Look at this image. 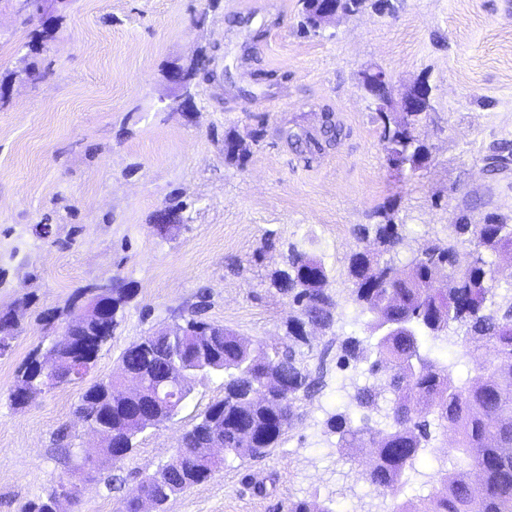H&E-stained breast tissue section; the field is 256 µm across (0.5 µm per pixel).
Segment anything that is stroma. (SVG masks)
I'll return each instance as SVG.
<instances>
[{
    "label": "stroma",
    "mask_w": 512,
    "mask_h": 512,
    "mask_svg": "<svg viewBox=\"0 0 512 512\" xmlns=\"http://www.w3.org/2000/svg\"><path fill=\"white\" fill-rule=\"evenodd\" d=\"M392 2V13L368 7L304 36L299 0H73L53 40L28 57L21 46L34 26L0 0V313L15 311L22 327L0 358V512H23L62 473L79 490L62 512H120L223 397L224 379H197L177 415L99 474L89 462L100 442L74 413L81 394L116 374L133 342L199 304L248 341L286 342L290 307L268 275L289 245L322 259L344 291L356 229L381 207L406 235L401 265L461 217L512 219V165L487 167L494 151H512V0ZM202 49L215 76L196 84L194 112L164 111L167 68ZM30 60L45 72L35 84L23 73ZM368 66L391 75L395 99L428 78L423 168L388 166L359 83ZM257 69L271 81L251 84ZM328 115L342 128L332 146L310 155L288 141L318 134ZM259 127L246 163L225 160L227 133L247 140ZM174 196L189 204L186 221L160 229L153 216ZM110 280L130 298L91 370L10 406L19 367L60 333L77 293ZM344 401L328 382L277 447L226 460L165 512H288L312 495L335 512H390L391 499L361 479L362 460L339 457L324 432ZM69 446L81 457L66 460Z\"/></svg>",
    "instance_id": "obj_1"
}]
</instances>
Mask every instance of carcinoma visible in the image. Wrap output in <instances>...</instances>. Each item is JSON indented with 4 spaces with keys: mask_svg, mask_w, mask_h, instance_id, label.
Masks as SVG:
<instances>
[{
    "mask_svg": "<svg viewBox=\"0 0 512 512\" xmlns=\"http://www.w3.org/2000/svg\"><path fill=\"white\" fill-rule=\"evenodd\" d=\"M300 31H314L313 0H301ZM380 122V140L391 159L416 165L429 159L421 141L410 142L406 130ZM341 128L326 114L321 137L290 133L293 144L310 154L340 136ZM226 159L244 163L250 145L228 133ZM188 204L174 198L156 213L160 223L184 222ZM358 240L367 246L349 256L348 295L328 287L331 271L324 261L293 245L286 268L271 275V283L288 296L294 314L288 317V339L310 344L307 329L333 326L343 303L351 301L371 318L365 322L376 343L356 336L331 337L313 356L315 365L301 358L291 345L279 347L262 341L247 343L231 330L209 323L194 310L187 316L188 336L141 337L122 354L119 364L138 372L146 381L145 395L154 393L158 375L172 362L201 368L204 376H224V396L212 403L183 439L176 456L145 476L139 490L154 496L162 510L171 497L210 479L220 467L203 454L202 444L213 436L224 439V453L241 460L257 458L274 448L300 417V404L325 386L327 359L356 364L372 360L374 382L349 397L343 410L328 416L325 433L336 435L341 456L352 448H375L362 473L364 480L383 493L407 486L412 477H424L417 468L426 450L435 447L437 433H453L455 446L442 460L438 487L427 496L394 505L391 512H512V288L496 296L499 272L489 256L512 253V224L488 214L474 224L448 229V238L421 247L427 256L412 257L402 268L385 255L405 245L398 225L386 220L358 228ZM129 299L124 288L112 289V326ZM20 330L0 317V357L13 347ZM456 345L466 355L490 347L495 353L490 371L464 384L454 382L453 364L422 353L427 342ZM61 375L83 377L69 363L70 351L58 350ZM105 381L91 384L81 395L75 413L91 423L101 418L109 426L104 461L115 465L133 449L138 422L136 410L122 399L101 394ZM366 409L384 419L385 428L351 425L352 409ZM67 492L76 498L63 476L44 494L30 501L25 512H51L52 499ZM288 512H334L318 497L288 504Z\"/></svg>",
    "mask_w": 512,
    "mask_h": 512,
    "instance_id": "obj_1",
    "label": "carcinoma"
}]
</instances>
